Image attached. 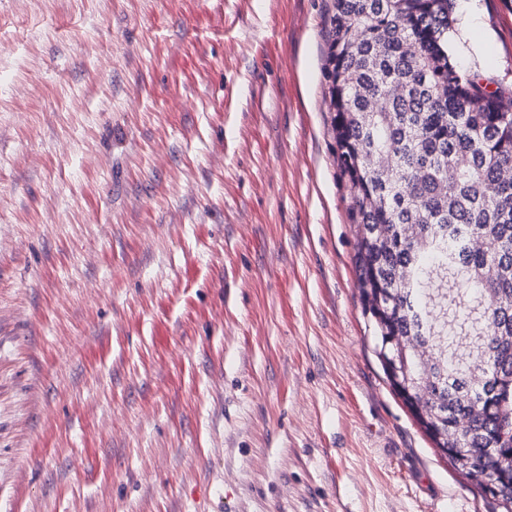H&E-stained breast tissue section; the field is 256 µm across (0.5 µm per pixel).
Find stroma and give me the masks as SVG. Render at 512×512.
<instances>
[{"label": "stroma", "instance_id": "stroma-1", "mask_svg": "<svg viewBox=\"0 0 512 512\" xmlns=\"http://www.w3.org/2000/svg\"><path fill=\"white\" fill-rule=\"evenodd\" d=\"M331 3L0 0V512H490L373 352Z\"/></svg>", "mask_w": 512, "mask_h": 512}]
</instances>
